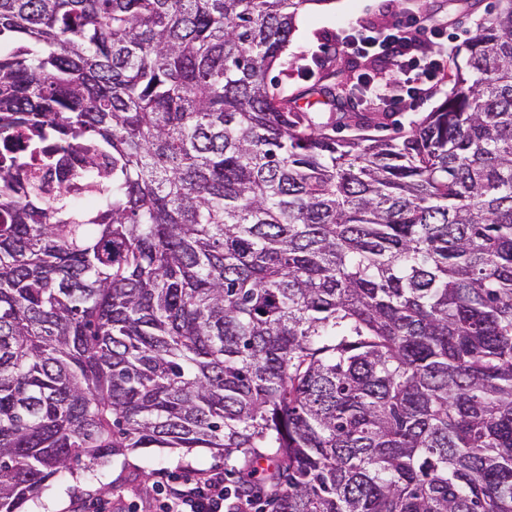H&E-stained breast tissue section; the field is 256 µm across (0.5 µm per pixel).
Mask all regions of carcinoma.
I'll use <instances>...</instances> for the list:
<instances>
[{
  "instance_id": "cac0c4a2",
  "label": "carcinoma",
  "mask_w": 512,
  "mask_h": 512,
  "mask_svg": "<svg viewBox=\"0 0 512 512\" xmlns=\"http://www.w3.org/2000/svg\"><path fill=\"white\" fill-rule=\"evenodd\" d=\"M324 2L0 0V512L124 448L512 512V0L386 139L267 82Z\"/></svg>"
}]
</instances>
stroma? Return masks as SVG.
I'll use <instances>...</instances> for the list:
<instances>
[{
	"mask_svg": "<svg viewBox=\"0 0 512 512\" xmlns=\"http://www.w3.org/2000/svg\"><path fill=\"white\" fill-rule=\"evenodd\" d=\"M497 0H325L312 5L296 19L294 34L281 60L269 73L279 88L294 92L321 80L326 71L345 69L352 81L369 73V61L343 53L339 40L349 29H382L400 14L418 12L430 18L448 49L465 56V43L473 36L479 22L496 11ZM431 95L421 101H405L398 112L381 113L371 105L359 103L357 110L366 114L367 123L345 120L338 127L340 137L371 135L392 137L410 130L415 122L438 106L448 91L447 73H439L432 82ZM177 473L196 470L220 471L224 483L234 486L235 475L226 473L223 458L209 449L133 448L112 456L105 467L90 474L82 470L63 473L52 481L41 497L27 505V512H71L77 498H108L112 512H155L157 470Z\"/></svg>",
	"mask_w": 512,
	"mask_h": 512,
	"instance_id": "1",
	"label": "stroma"
}]
</instances>
